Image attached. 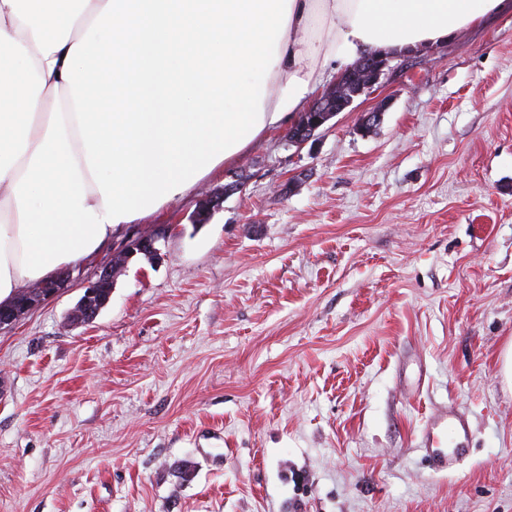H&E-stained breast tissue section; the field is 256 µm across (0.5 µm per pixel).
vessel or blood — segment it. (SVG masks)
<instances>
[{
  "mask_svg": "<svg viewBox=\"0 0 512 512\" xmlns=\"http://www.w3.org/2000/svg\"><path fill=\"white\" fill-rule=\"evenodd\" d=\"M472 438L466 417L452 410L438 411L427 417L418 447L434 470L450 472L469 456Z\"/></svg>",
  "mask_w": 512,
  "mask_h": 512,
  "instance_id": "1",
  "label": "vessel or blood"
}]
</instances>
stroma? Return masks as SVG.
Returning <instances> with one entry per match:
<instances>
[{
  "instance_id": "obj_1",
  "label": "stroma",
  "mask_w": 512,
  "mask_h": 512,
  "mask_svg": "<svg viewBox=\"0 0 512 512\" xmlns=\"http://www.w3.org/2000/svg\"><path fill=\"white\" fill-rule=\"evenodd\" d=\"M390 65L307 144L259 137L0 329V512H512V0ZM142 234L160 259L72 323ZM440 408L474 430L448 474L416 449ZM157 239L151 235H143L136 240H134L125 251L120 255V259L118 261H114L113 263H109L101 268L100 271L96 274V279L89 281L85 286L86 298L83 299L80 303L77 304L76 308L71 311L70 315L75 322L80 324H90L93 323L103 308H105L110 302L112 293L108 296L106 301L95 308L88 304L89 297L93 296L96 288H99L103 283H112L114 281L118 271L127 263V261L136 253L140 252H152L154 258H157L159 254V249L156 247Z\"/></svg>"
}]
</instances>
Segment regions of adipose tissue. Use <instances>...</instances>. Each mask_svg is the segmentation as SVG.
Instances as JSON below:
<instances>
[{
  "instance_id": "ef3b65f1",
  "label": "adipose tissue",
  "mask_w": 512,
  "mask_h": 512,
  "mask_svg": "<svg viewBox=\"0 0 512 512\" xmlns=\"http://www.w3.org/2000/svg\"><path fill=\"white\" fill-rule=\"evenodd\" d=\"M504 0H0V304L301 111Z\"/></svg>"
}]
</instances>
